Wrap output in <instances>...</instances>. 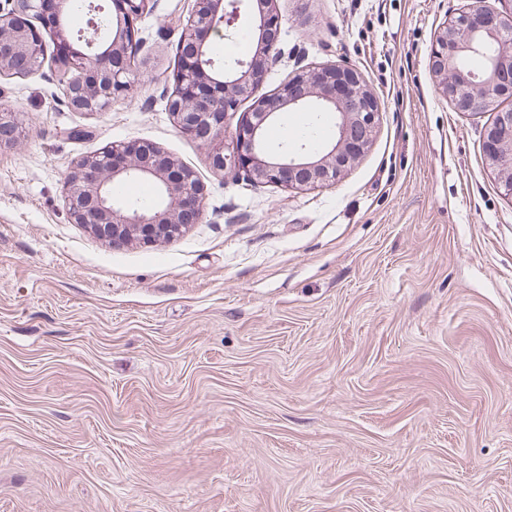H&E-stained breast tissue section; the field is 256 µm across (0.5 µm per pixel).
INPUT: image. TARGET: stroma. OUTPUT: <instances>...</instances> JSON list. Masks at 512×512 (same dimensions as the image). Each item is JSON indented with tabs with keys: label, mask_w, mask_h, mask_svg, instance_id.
<instances>
[{
	"label": "stroma",
	"mask_w": 512,
	"mask_h": 512,
	"mask_svg": "<svg viewBox=\"0 0 512 512\" xmlns=\"http://www.w3.org/2000/svg\"><path fill=\"white\" fill-rule=\"evenodd\" d=\"M464 0H277L279 54L229 113L297 67L345 63L380 103L336 181L252 184L167 108L194 0L135 28L134 87L77 112L44 33L0 78V512H512V197L428 66ZM216 58L248 60L240 20ZM193 170L201 223L115 246L66 182L108 143ZM17 113L0 107V149L12 146L20 136Z\"/></svg>",
	"instance_id": "stroma-1"
}]
</instances>
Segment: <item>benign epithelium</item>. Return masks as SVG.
Returning a JSON list of instances; mask_svg holds the SVG:
<instances>
[{
  "mask_svg": "<svg viewBox=\"0 0 512 512\" xmlns=\"http://www.w3.org/2000/svg\"><path fill=\"white\" fill-rule=\"evenodd\" d=\"M150 0H106L109 26L100 39L71 47L56 60L59 84L77 112H100L130 89L129 38L133 21ZM276 0H194L178 41L179 66L168 112L179 128L211 147L215 168L251 182L315 186L336 179L350 162L370 147L378 101L347 64L299 70L275 93L257 99L249 120L236 135V147L224 152V123L250 96L274 58L279 38ZM73 0H5L0 2V77L35 75L45 64L35 23L68 38L67 19ZM246 11L258 31L256 51L247 61L221 70L213 57L211 33L230 28ZM493 50L489 66L480 72L464 69L470 55ZM429 69L442 96L458 112L491 111L512 100V17L506 18L485 0L468 4L434 31ZM318 108L336 117V135L326 141L266 143L269 127L284 112ZM20 136L17 113L0 107V149ZM483 152L506 194L512 196V112H498L483 138ZM132 180L153 183L161 201L140 209L112 197V188ZM71 217L96 236L126 243L139 236L152 245L171 239L174 231L198 224L204 213V189L194 173L157 146L143 141L111 144L77 162L67 181Z\"/></svg>",
  "mask_w": 512,
  "mask_h": 512,
  "instance_id": "obj_1",
  "label": "benign epithelium"
}]
</instances>
